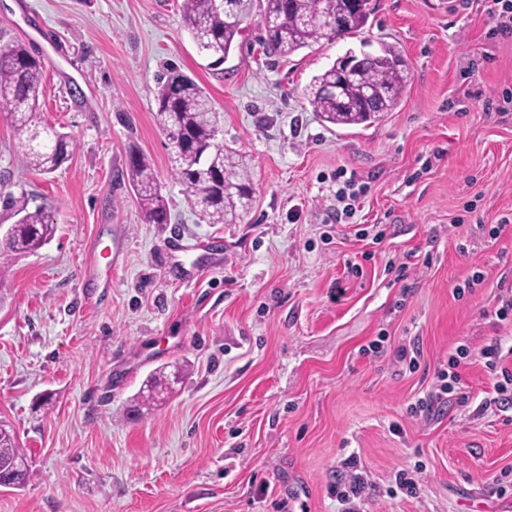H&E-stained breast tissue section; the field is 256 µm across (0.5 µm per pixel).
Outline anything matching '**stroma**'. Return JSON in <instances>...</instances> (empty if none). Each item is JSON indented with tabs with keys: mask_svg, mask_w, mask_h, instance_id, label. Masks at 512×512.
<instances>
[{
	"mask_svg": "<svg viewBox=\"0 0 512 512\" xmlns=\"http://www.w3.org/2000/svg\"><path fill=\"white\" fill-rule=\"evenodd\" d=\"M182 0H0V44L43 62L40 107L73 140L43 174L21 166L0 115V226L43 208L56 226L0 268V421L29 464L0 512H512V407L477 351L512 346L493 310L512 285V37L487 0H371L358 35L265 56L253 0L218 67L184 28ZM396 47L410 80L379 122H322L312 77L348 49ZM175 64L211 95L220 139L244 153L255 194L235 224H203L173 181L154 121ZM148 155L169 221L146 220L126 151ZM365 192L331 220L337 171ZM499 236H491L494 226ZM376 353H364L373 340ZM466 403L420 417L456 347ZM417 349L416 368L398 359ZM181 380L149 411L157 368ZM50 405H42L43 396ZM418 484L400 491L398 471ZM367 482L360 474L348 472L336 480V499L345 509L343 512H354L355 500L365 494Z\"/></svg>",
	"mask_w": 512,
	"mask_h": 512,
	"instance_id": "1",
	"label": "stroma"
}]
</instances>
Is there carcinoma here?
Returning a JSON list of instances; mask_svg holds the SVG:
<instances>
[{
	"label": "carcinoma",
	"mask_w": 512,
	"mask_h": 512,
	"mask_svg": "<svg viewBox=\"0 0 512 512\" xmlns=\"http://www.w3.org/2000/svg\"><path fill=\"white\" fill-rule=\"evenodd\" d=\"M264 43L270 53L286 58L321 42L333 43L363 30L371 14L370 0L349 9L346 0H263ZM249 0H182L185 28L199 51L219 66L241 34V22H224V9L243 16ZM349 15L345 29H329L337 15ZM401 52L386 48L365 58L358 75L345 80L336 65L313 76L308 101L322 122L335 126H368L395 110L409 81ZM42 63L20 43L0 45V112L22 140V165L52 173L70 154V136L46 124L38 111ZM341 84L336 96L327 87ZM154 119L168 139L172 177L182 184L190 204L207 224H234L249 210L255 184L246 157L218 143L220 115L209 94L191 76L170 65L160 77ZM126 176L137 202L152 224L168 223L161 185L150 159L135 145L127 150ZM55 225L44 210L24 211L0 237V255H23L41 248ZM13 429L0 423V479L23 485L28 468Z\"/></svg>",
	"instance_id": "obj_1"
}]
</instances>
